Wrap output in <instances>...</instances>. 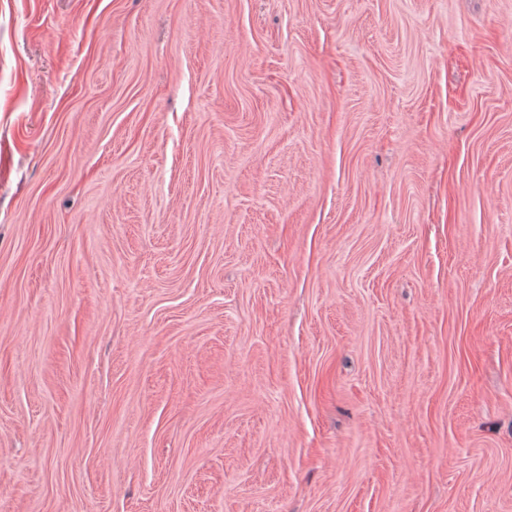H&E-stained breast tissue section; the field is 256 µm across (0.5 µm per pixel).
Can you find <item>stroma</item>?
<instances>
[{
    "label": "stroma",
    "mask_w": 512,
    "mask_h": 512,
    "mask_svg": "<svg viewBox=\"0 0 512 512\" xmlns=\"http://www.w3.org/2000/svg\"><path fill=\"white\" fill-rule=\"evenodd\" d=\"M0 512H512V0H0Z\"/></svg>",
    "instance_id": "35a3bbf8"
}]
</instances>
